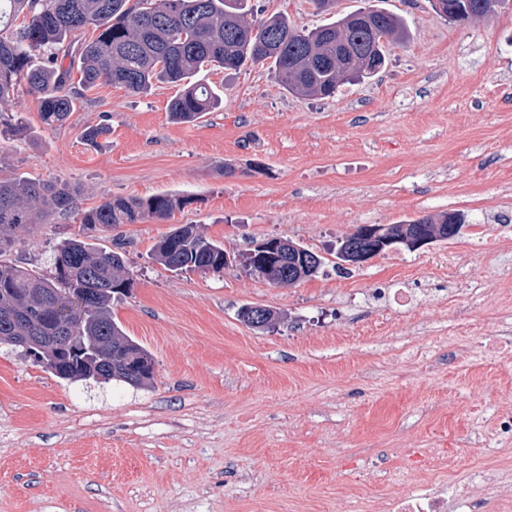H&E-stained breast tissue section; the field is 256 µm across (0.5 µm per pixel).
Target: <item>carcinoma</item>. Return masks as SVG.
<instances>
[{"instance_id":"carcinoma-1","label":"carcinoma","mask_w":512,"mask_h":512,"mask_svg":"<svg viewBox=\"0 0 512 512\" xmlns=\"http://www.w3.org/2000/svg\"><path fill=\"white\" fill-rule=\"evenodd\" d=\"M455 22L490 17L505 0H434ZM29 9L28 22L13 28L11 17ZM97 36L77 42L79 32ZM404 34L402 19L385 9H359L311 31L297 30L284 14L248 15L244 0H150L143 8L130 0H0V126L13 135L19 124L5 119L17 85L36 96L49 128L64 126L75 101L100 83L139 94L155 82L180 87L169 104L175 122H192L219 102V95L196 80L206 68L239 70L269 62L280 86L306 97H330L338 87L368 78L385 63V43ZM387 42H382V39ZM75 50L68 65L55 50ZM77 190L64 181L0 177V253L31 233L49 212L74 209ZM198 202L189 195L149 198L107 196L77 213L87 229L165 220ZM440 225L436 240L460 234L448 229V215L426 216ZM155 260L173 272L219 273L224 245L194 224L178 225L154 246ZM281 263V251H253L245 267L263 275ZM45 277L0 260V343L30 336L52 345L39 363L71 382L97 373L102 381L148 387L155 361L112 321V297L129 286L125 256L74 237L53 257Z\"/></svg>"}]
</instances>
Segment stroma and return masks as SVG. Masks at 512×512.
Returning a JSON list of instances; mask_svg holds the SVG:
<instances>
[{
    "mask_svg": "<svg viewBox=\"0 0 512 512\" xmlns=\"http://www.w3.org/2000/svg\"><path fill=\"white\" fill-rule=\"evenodd\" d=\"M250 2L303 30L375 6L407 37L331 98L288 93L266 63L200 72L221 102L192 123L170 119L169 83L99 84L56 129L15 93L26 131L0 136V176L69 181L83 210L109 195L196 202L87 232L126 251L112 317L152 355V386L69 382L0 344V512H374L417 452L458 472L512 469L499 431L512 414V5L457 25L430 0ZM96 124L110 132L91 144L81 133ZM454 211V239L335 267L337 239L359 226ZM180 224L232 265L155 262ZM80 231L53 214L0 257L46 272ZM270 237L320 255L319 274L278 287L248 273L244 255ZM246 305L282 320L251 328Z\"/></svg>",
    "mask_w": 512,
    "mask_h": 512,
    "instance_id": "35a3bbf8",
    "label": "stroma"
}]
</instances>
